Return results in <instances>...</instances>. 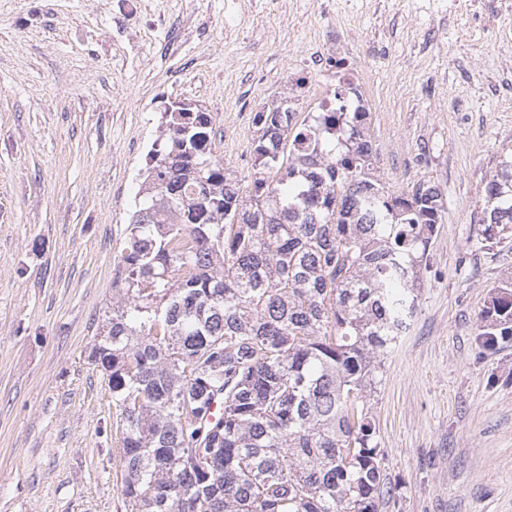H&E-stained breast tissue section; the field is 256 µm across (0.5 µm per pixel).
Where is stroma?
Here are the masks:
<instances>
[{
	"label": "stroma",
	"instance_id": "1",
	"mask_svg": "<svg viewBox=\"0 0 512 512\" xmlns=\"http://www.w3.org/2000/svg\"><path fill=\"white\" fill-rule=\"evenodd\" d=\"M437 0H0V512H126L121 421L91 361L139 171L177 102L211 113L243 181L253 123L291 66L336 85L342 33L390 192L428 181L444 213L417 313L370 396L381 512H512V339L479 351V314L512 278L482 242L484 187L512 153V16Z\"/></svg>",
	"mask_w": 512,
	"mask_h": 512
}]
</instances>
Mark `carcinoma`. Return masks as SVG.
<instances>
[{
    "label": "carcinoma",
    "instance_id": "cac0c4a2",
    "mask_svg": "<svg viewBox=\"0 0 512 512\" xmlns=\"http://www.w3.org/2000/svg\"><path fill=\"white\" fill-rule=\"evenodd\" d=\"M349 93L255 112L246 185L213 153L211 113H161L92 355L121 415L128 512H380L368 396L443 205L429 181L386 190ZM484 194L482 241L512 247V155ZM479 319L481 348L512 337V279Z\"/></svg>",
    "mask_w": 512,
    "mask_h": 512
}]
</instances>
